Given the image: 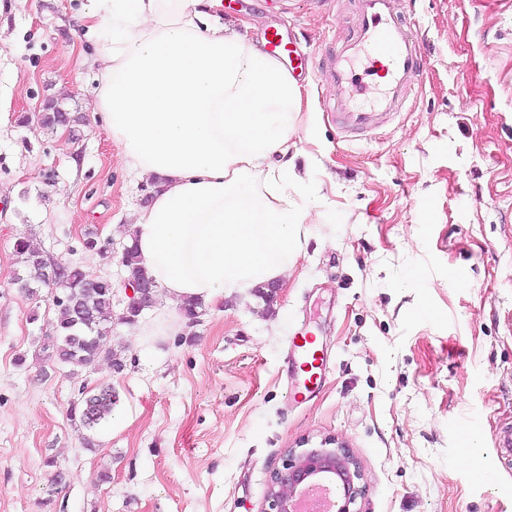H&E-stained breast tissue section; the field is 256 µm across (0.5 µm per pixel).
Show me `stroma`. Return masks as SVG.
Wrapping results in <instances>:
<instances>
[{
  "instance_id": "obj_1",
  "label": "stroma",
  "mask_w": 512,
  "mask_h": 512,
  "mask_svg": "<svg viewBox=\"0 0 512 512\" xmlns=\"http://www.w3.org/2000/svg\"><path fill=\"white\" fill-rule=\"evenodd\" d=\"M223 2L249 39L278 29L306 61L301 120L314 132L297 162L325 221L304 225L273 299L178 323L158 299L129 325L118 229L155 185L86 110L95 47L79 0H0V512H260L287 451L328 438L359 466V512H512V454L497 458L492 492L458 454L469 421L485 429L481 448L512 427V0H397L424 74L368 132L342 127L325 68L357 0ZM50 100L79 116L76 136L38 124ZM91 231L111 256L85 250ZM20 232L111 280L122 369L102 360L73 375L48 359L50 291L12 283ZM306 327L328 374L295 402L289 340ZM103 386L125 420L92 436L70 404Z\"/></svg>"
}]
</instances>
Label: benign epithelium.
Wrapping results in <instances>:
<instances>
[{
	"instance_id": "1",
	"label": "benign epithelium",
	"mask_w": 512,
	"mask_h": 512,
	"mask_svg": "<svg viewBox=\"0 0 512 512\" xmlns=\"http://www.w3.org/2000/svg\"><path fill=\"white\" fill-rule=\"evenodd\" d=\"M36 266L42 280L54 285L60 264L42 255L36 259ZM155 288L156 285L149 282L130 285L129 306L144 308V301ZM334 479L338 480L339 487L334 512H352L351 506L364 495L365 485L360 483L361 472L347 447L339 444L331 448L326 441L319 448H307L299 453L290 450L282 468L270 477L266 493L268 508L263 512H299L297 504L305 487Z\"/></svg>"
}]
</instances>
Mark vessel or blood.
<instances>
[{"label":"vessel or blood","instance_id":"b4317fda","mask_svg":"<svg viewBox=\"0 0 512 512\" xmlns=\"http://www.w3.org/2000/svg\"><path fill=\"white\" fill-rule=\"evenodd\" d=\"M355 35L343 41L331 58L328 74L341 96L344 128L366 131L400 112L408 89L417 85L423 73V56L418 38L400 19L393 0H358ZM369 66H381L383 89L375 100L364 101L363 88L351 67L357 57ZM292 353L303 375L302 389L313 392L322 382L326 365L313 332L294 337Z\"/></svg>","mask_w":512,"mask_h":512}]
</instances>
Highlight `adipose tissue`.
I'll use <instances>...</instances> for the list:
<instances>
[{
	"mask_svg": "<svg viewBox=\"0 0 512 512\" xmlns=\"http://www.w3.org/2000/svg\"><path fill=\"white\" fill-rule=\"evenodd\" d=\"M87 110L160 190L124 230L164 302L217 305L287 278L324 202L294 164L301 88L222 0H88Z\"/></svg>",
	"mask_w": 512,
	"mask_h": 512,
	"instance_id": "obj_1",
	"label": "adipose tissue"
}]
</instances>
